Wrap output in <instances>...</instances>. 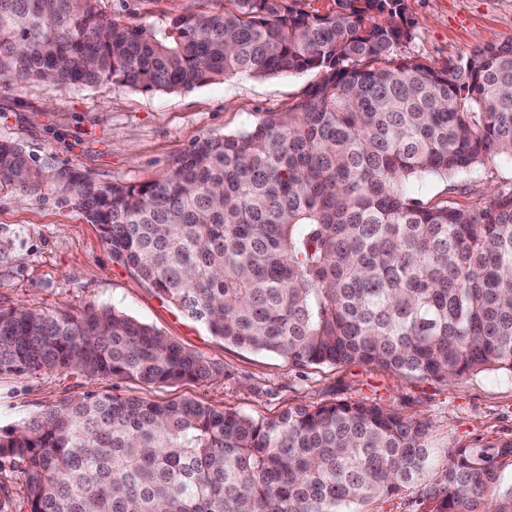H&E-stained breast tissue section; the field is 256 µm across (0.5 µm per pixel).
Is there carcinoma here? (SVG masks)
Returning a JSON list of instances; mask_svg holds the SVG:
<instances>
[{
  "mask_svg": "<svg viewBox=\"0 0 512 512\" xmlns=\"http://www.w3.org/2000/svg\"><path fill=\"white\" fill-rule=\"evenodd\" d=\"M159 29L100 0H0V80L150 92L249 74L315 72L285 112L197 140L162 176L61 192L112 258L224 342L297 367L362 363L456 383L512 374V188L481 210L426 204L411 180L512 160V41L441 71L404 60V0H228ZM44 174L0 141V184ZM78 372L178 386L213 362L107 307L0 308V377ZM363 400L255 418L189 398L93 389L0 434L29 512H356L417 488L425 512H512V439L449 448Z\"/></svg>",
  "mask_w": 512,
  "mask_h": 512,
  "instance_id": "1",
  "label": "carcinoma"
}]
</instances>
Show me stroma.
<instances>
[{
	"mask_svg": "<svg viewBox=\"0 0 512 512\" xmlns=\"http://www.w3.org/2000/svg\"><path fill=\"white\" fill-rule=\"evenodd\" d=\"M416 27L399 56L440 70L487 45L512 41V0H404ZM224 0H101L107 18L160 27L191 12L220 13ZM313 73L233 76L192 89L144 92L97 85L0 81V139L17 143L45 172L38 191L0 187V307L42 310L113 307L221 369L182 387L147 388L110 378L39 372L0 379V430L87 388L155 401L189 397L270 417L284 408L366 400L426 425L436 451L512 439V375L481 373L446 384L405 378L363 364L305 369L281 357L236 348L213 336L112 258L99 228L62 194L54 176L77 167L100 183L158 178L197 140L245 131L268 112H283L316 82ZM512 186V165L486 160L452 177L425 176L409 191L424 201L484 206Z\"/></svg>",
	"mask_w": 512,
	"mask_h": 512,
	"instance_id": "stroma-1",
	"label": "stroma"
}]
</instances>
